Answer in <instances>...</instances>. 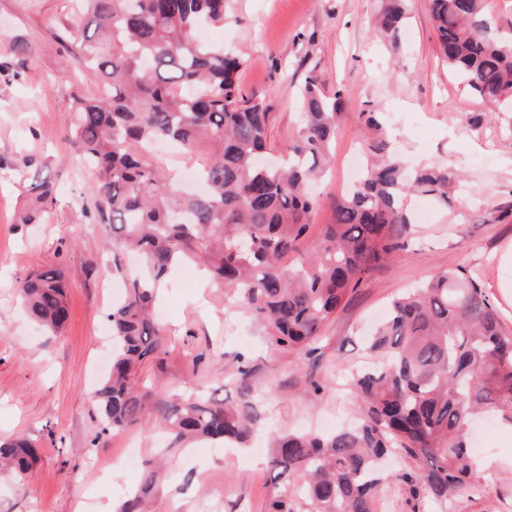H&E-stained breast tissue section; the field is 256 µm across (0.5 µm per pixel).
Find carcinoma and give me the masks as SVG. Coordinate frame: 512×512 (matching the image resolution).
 Segmentation results:
<instances>
[{
  "label": "carcinoma",
  "mask_w": 512,
  "mask_h": 512,
  "mask_svg": "<svg viewBox=\"0 0 512 512\" xmlns=\"http://www.w3.org/2000/svg\"><path fill=\"white\" fill-rule=\"evenodd\" d=\"M75 17L51 36L69 60L101 74L72 95L71 140L95 179L94 208L113 238L141 254L146 277L130 280L106 314L112 368L95 392L102 431L152 419L170 446L189 439L243 443L247 419L222 402L140 389L141 366L162 349L154 318L156 290L171 267L194 262L214 288L263 324L272 344L303 348L363 278L405 246L412 224L403 206L419 193L439 206L461 183L433 165L406 171L392 155L379 115L363 179L332 202L328 224H312L318 198L310 185L329 163L342 92L328 98L313 77L300 88L303 112L282 162H260L268 146L266 104L240 97L242 60L198 38L203 25L229 19L228 0H78ZM484 0H430L439 50L465 87L492 107L512 109V39L492 35ZM410 0H382L381 34L397 42ZM165 141L196 159L205 191L187 192L180 171L149 148ZM28 224L54 204L55 189L35 181ZM20 298L42 326L68 319L60 272L37 271L18 283ZM369 349L384 356L357 374L352 388L364 418L331 434L279 432L271 437L273 496L266 512H373L389 452L417 461L399 476L413 508L475 490L481 474L470 452L469 424L487 413L512 425V335L489 297L460 266L393 300ZM35 457L24 437L0 444V469L20 479ZM156 485L145 473L123 512H142Z\"/></svg>",
  "instance_id": "carcinoma-1"
}]
</instances>
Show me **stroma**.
I'll use <instances>...</instances> for the list:
<instances>
[{
    "label": "stroma",
    "instance_id": "1",
    "mask_svg": "<svg viewBox=\"0 0 512 512\" xmlns=\"http://www.w3.org/2000/svg\"><path fill=\"white\" fill-rule=\"evenodd\" d=\"M379 0H232V18L207 28L212 45L230 47L245 63L238 85L270 112L269 140L281 152L300 128L298 92L314 77L327 93L343 89L339 132L329 171L317 190L313 223H328L331 202L351 175L362 113L378 112L401 159L411 167L447 164L464 187L447 209L412 195L404 249L366 275L337 310L320 340L305 350L272 345L260 324L202 278L169 273L156 302L164 351L143 380L156 391L195 389L206 400L249 412L255 431L244 448L160 447L152 422L105 433L94 392L112 358L105 318L123 279L112 270V230L93 210L94 179L69 140L71 94L94 84L74 75L50 30L71 12V0H0V442L23 436L38 457L22 481L0 480V512H121L128 491L149 467L165 478L145 512H265L273 430L323 431L359 421L349 368L371 363L364 336L391 300L437 273L474 270L512 333V114L483 105L442 60L429 0H412L410 19L391 48L376 31ZM29 52L14 57L11 36ZM49 180V214L22 223L36 179ZM59 270L69 318L50 333L24 312L17 282ZM246 367L243 376L224 370ZM320 392H313V385ZM475 451L487 477L477 490L412 504L400 474L416 463L389 458V478L374 512H512V427L481 420ZM134 439L137 465L117 458Z\"/></svg>",
    "mask_w": 512,
    "mask_h": 512
}]
</instances>
